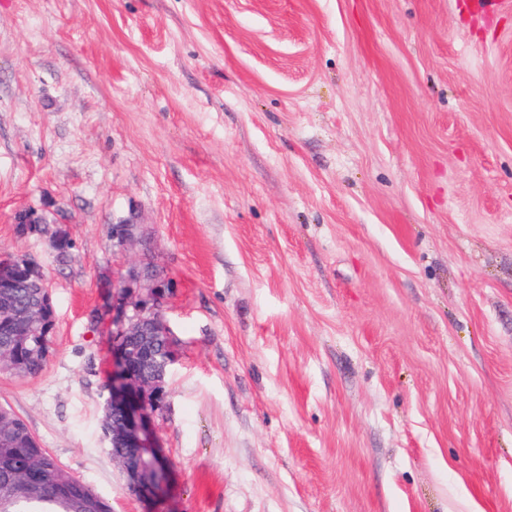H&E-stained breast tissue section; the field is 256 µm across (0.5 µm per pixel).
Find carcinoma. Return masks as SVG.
<instances>
[{"label": "carcinoma", "mask_w": 512, "mask_h": 512, "mask_svg": "<svg viewBox=\"0 0 512 512\" xmlns=\"http://www.w3.org/2000/svg\"><path fill=\"white\" fill-rule=\"evenodd\" d=\"M49 289L33 288L20 271L12 277L10 300L28 306L47 296ZM23 329L0 327V352L3 364L22 368L27 376L38 374L48 349L50 332L42 329L37 336L21 335ZM32 463L26 476L16 478L18 466ZM0 512H111L109 505L85 483L64 475L56 460L42 448L23 420L5 411L0 424Z\"/></svg>", "instance_id": "cac0c4a2"}]
</instances>
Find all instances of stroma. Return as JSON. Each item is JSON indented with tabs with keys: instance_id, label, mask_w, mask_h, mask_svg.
I'll return each instance as SVG.
<instances>
[{
	"instance_id": "stroma-1",
	"label": "stroma",
	"mask_w": 512,
	"mask_h": 512,
	"mask_svg": "<svg viewBox=\"0 0 512 512\" xmlns=\"http://www.w3.org/2000/svg\"><path fill=\"white\" fill-rule=\"evenodd\" d=\"M1 256L56 324L0 407L112 512L146 510L102 417L112 276L147 262L155 512H512V9L0 0Z\"/></svg>"
}]
</instances>
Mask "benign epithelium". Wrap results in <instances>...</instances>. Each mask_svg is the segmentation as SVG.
Wrapping results in <instances>:
<instances>
[{"label":"benign epithelium","mask_w":512,"mask_h":512,"mask_svg":"<svg viewBox=\"0 0 512 512\" xmlns=\"http://www.w3.org/2000/svg\"><path fill=\"white\" fill-rule=\"evenodd\" d=\"M135 237V225L124 221L112 226V240L123 247ZM23 266L30 277L43 275L41 267L25 257H11L0 260V289L11 286V280L3 276L6 266ZM112 338L114 339L115 369L112 372V394L105 411L121 413L123 418L112 425H104L105 436L112 442H120L129 448H152L155 463L145 466L140 463L133 467L120 465L128 489L141 499L152 502L166 490L169 468L156 442L150 426L153 411L161 406L163 392L158 390V379L151 363L144 369L132 372L125 363L126 350L120 343L126 336L162 338L166 343L164 370L175 362L172 332L164 319L160 307L164 294L158 288L156 274L148 266L133 265L112 280ZM148 291V299L135 295V289ZM43 313L39 309L15 306L8 297L0 299V323L10 326L25 324L35 330L42 327Z\"/></svg>","instance_id":"1"}]
</instances>
